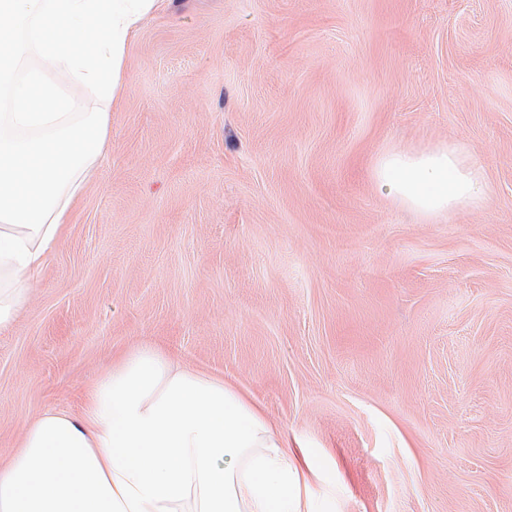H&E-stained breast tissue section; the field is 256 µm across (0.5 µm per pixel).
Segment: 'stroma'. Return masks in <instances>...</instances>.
Listing matches in <instances>:
<instances>
[{"label": "stroma", "mask_w": 512, "mask_h": 512, "mask_svg": "<svg viewBox=\"0 0 512 512\" xmlns=\"http://www.w3.org/2000/svg\"><path fill=\"white\" fill-rule=\"evenodd\" d=\"M111 127L0 331V461L150 343L306 449L309 512H512V0H172ZM447 140L488 208L375 190Z\"/></svg>", "instance_id": "stroma-1"}]
</instances>
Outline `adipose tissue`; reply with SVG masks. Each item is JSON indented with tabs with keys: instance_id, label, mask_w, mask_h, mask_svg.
I'll return each instance as SVG.
<instances>
[{
	"instance_id": "ef3b65f1",
	"label": "adipose tissue",
	"mask_w": 512,
	"mask_h": 512,
	"mask_svg": "<svg viewBox=\"0 0 512 512\" xmlns=\"http://www.w3.org/2000/svg\"><path fill=\"white\" fill-rule=\"evenodd\" d=\"M165 0H0V330L62 241L108 153L126 59ZM65 75L91 94L69 98ZM475 147H392L376 187L426 220L489 205ZM288 437L222 379L174 366L153 344L126 352L80 415L48 411L0 463V512H306Z\"/></svg>"
}]
</instances>
